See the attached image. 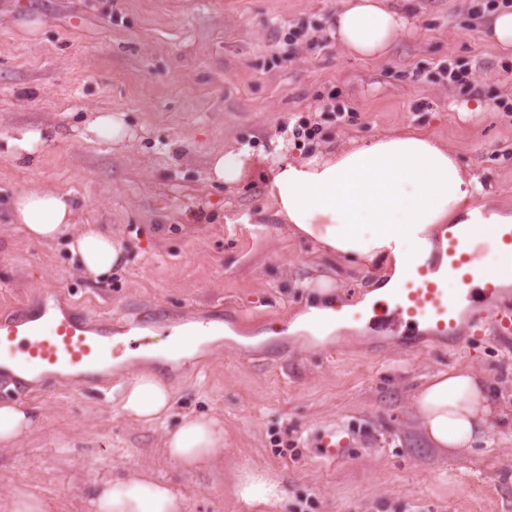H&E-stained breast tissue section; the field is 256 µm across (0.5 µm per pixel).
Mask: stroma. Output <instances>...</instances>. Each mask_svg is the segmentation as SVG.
I'll use <instances>...</instances> for the list:
<instances>
[{"label":"stroma","mask_w":512,"mask_h":512,"mask_svg":"<svg viewBox=\"0 0 512 512\" xmlns=\"http://www.w3.org/2000/svg\"><path fill=\"white\" fill-rule=\"evenodd\" d=\"M391 3L419 30L367 62L331 35L342 0H0V136L18 126L59 135L35 166L0 156V308L57 291L119 321L155 313L143 333L155 347L191 317L224 311L223 336L192 360L152 361L173 393L154 425L119 410L137 358L113 361L97 388L60 378L26 398L33 428L0 444V512L18 487L55 512H90L100 484L138 475L169 484L179 512H512V344L493 325L425 338L416 352L401 344L412 326L394 313L345 314L324 340L288 331L317 300L305 280L333 277L337 301L352 306L378 282L375 269L324 255L276 217L267 158L292 127L318 126L306 153L418 130L481 173L492 204L512 213V56L478 38L493 0ZM34 17L38 37L19 38ZM444 67L466 70V84L440 77ZM477 99L486 112H458ZM90 109L125 112L137 139L73 138ZM226 144L256 161L232 189L207 176L208 156ZM32 188L69 192L79 223L125 241V262L93 279L71 266L65 241L29 239L12 199ZM455 368L488 382L499 415L482 440L443 455L420 436L411 400ZM188 415L224 423L223 453L194 470L164 446ZM332 422L361 440L335 464L311 444ZM246 470L281 479L286 500L242 504Z\"/></svg>","instance_id":"1"}]
</instances>
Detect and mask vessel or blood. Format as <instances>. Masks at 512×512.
<instances>
[{"instance_id": "1", "label": "vessel or blood", "mask_w": 512, "mask_h": 512, "mask_svg": "<svg viewBox=\"0 0 512 512\" xmlns=\"http://www.w3.org/2000/svg\"><path fill=\"white\" fill-rule=\"evenodd\" d=\"M472 225L438 239L424 261L410 260L396 308L409 322L425 324L434 335L453 330L468 308L469 287L484 274L471 249ZM456 290H449V279ZM141 345L130 329L111 318L92 319L61 302L24 303L0 313V387L27 397L41 393L42 380L71 375L88 387L98 386L103 368ZM317 453L328 463L344 460L354 447L349 426L330 423L316 434Z\"/></svg>"}]
</instances>
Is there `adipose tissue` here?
Returning <instances> with one entry per match:
<instances>
[{
    "label": "adipose tissue",
    "mask_w": 512,
    "mask_h": 512,
    "mask_svg": "<svg viewBox=\"0 0 512 512\" xmlns=\"http://www.w3.org/2000/svg\"><path fill=\"white\" fill-rule=\"evenodd\" d=\"M408 16L388 0H345L335 16L331 34L349 54L384 60L392 44L411 33ZM78 139L107 141L119 146L136 132L121 112L94 111L77 129ZM53 140L36 128H18L5 139L16 160L37 163ZM253 164L247 148L215 150L209 159L211 180L233 187ZM267 195L276 215L294 232L324 253L381 267L386 276L379 289L368 293L363 308L392 301L413 254H429L444 224L476 225L478 239H486L493 225L512 217L488 206L491 196L480 174L464 169L446 144L417 131L380 136L369 143H349L304 158L290 156L279 146L271 160ZM16 223L36 242H51L70 233L69 251L75 268L88 276L112 272L126 253L124 243L96 224H77V210L69 193L30 189L15 194ZM323 302L314 305L291 325L292 331L312 329L329 336L340 326L326 279L312 282ZM173 394L156 373L142 372L122 389L119 410L142 424L170 412ZM414 409L427 443L440 451L465 448L489 428L495 405L479 377L466 369H452L428 377L414 398ZM224 448V425L215 418L187 417L166 437L172 461L193 469L208 463ZM237 495L249 505H279L287 496L282 481L262 472L246 471ZM92 512H178L177 499L164 482L147 478L115 479L103 484L91 500Z\"/></svg>",
    "instance_id": "1"
}]
</instances>
